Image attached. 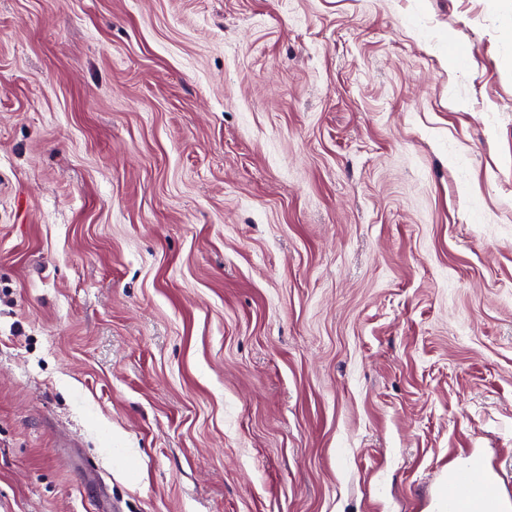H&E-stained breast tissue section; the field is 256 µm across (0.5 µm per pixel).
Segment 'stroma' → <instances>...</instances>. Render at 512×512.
I'll use <instances>...</instances> for the list:
<instances>
[{"instance_id": "obj_1", "label": "stroma", "mask_w": 512, "mask_h": 512, "mask_svg": "<svg viewBox=\"0 0 512 512\" xmlns=\"http://www.w3.org/2000/svg\"><path fill=\"white\" fill-rule=\"evenodd\" d=\"M512 0H0V512L512 499ZM474 478H478L487 484H493V479L489 473L485 471L483 463L476 460L470 465L469 471L459 468L449 469L447 475L448 487L452 485L471 483Z\"/></svg>"}]
</instances>
